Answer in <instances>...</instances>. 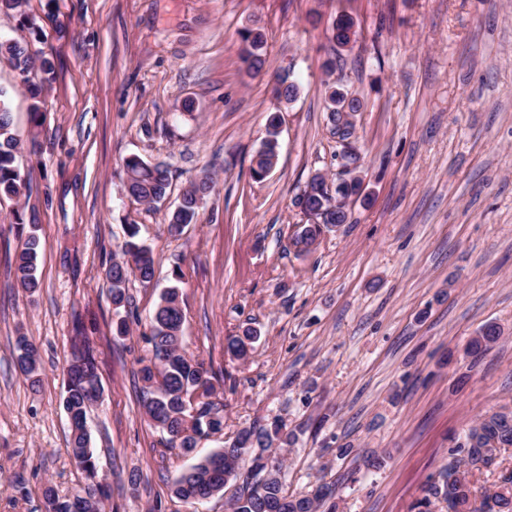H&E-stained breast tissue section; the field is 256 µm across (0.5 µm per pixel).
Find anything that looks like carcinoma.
I'll return each instance as SVG.
<instances>
[{"mask_svg": "<svg viewBox=\"0 0 512 512\" xmlns=\"http://www.w3.org/2000/svg\"><path fill=\"white\" fill-rule=\"evenodd\" d=\"M355 34L352 17L342 15L333 23L332 41L338 45H348ZM241 40L244 44L243 62L248 70L260 72L265 65L263 32L259 28H248L241 32ZM3 54L10 58L25 80H30L34 57L28 44L0 41V55ZM272 92L277 98L290 102L297 95V86L280 77ZM326 97L329 123L336 130L338 139L344 142L339 157L344 166L355 167L359 156L349 143L354 134V124L349 118L363 109V102L334 85L327 88ZM280 124L279 114H268L265 137L251 161V176L256 180L264 179L276 164ZM36 141L35 135L25 142L16 134L7 94L0 90V199L11 200L23 195L26 182L17 159ZM123 171L125 190L135 200L156 204L166 197L170 187L167 166L151 164L138 155H130L123 159ZM212 187V179L207 175L191 183L170 214V231L178 233L184 225L193 223ZM361 193L362 183L358 179L343 180L331 189L323 178L311 177L295 199V205L304 214L314 217V221L302 225L292 239L298 251H310L322 232L321 225L347 223V200ZM26 227L29 231L21 239L14 255V276L21 287L33 291L38 287L39 239L34 233L35 224H16L19 232ZM126 233L127 239L122 245L123 260L112 262L106 270L112 304L117 310L129 302L127 287L131 278L149 284L156 273V259L150 247L139 239V225H127ZM173 279L176 284L161 294L148 336L153 358L139 370L143 382L141 402L154 427L167 434V444L187 455L195 451L202 438L223 434L224 420L210 418L214 410L223 412L222 404L214 400L213 379L216 374L185 352L184 314L178 287L183 274L176 271ZM499 335L497 326H485L469 340L467 353L475 360L480 359ZM258 339L257 331L248 328L240 336L226 338L224 353L233 359L243 360ZM15 351V365L19 372L31 383H37V347L20 336L16 340ZM97 378L96 350L78 321L75 336L71 338V360L66 367L63 406L70 423L72 456L89 480L96 477V460L91 450L87 414L102 394V390L92 387V381ZM297 439L298 430L288 428L280 420L240 429L224 446L183 470L173 484V494L190 502L222 495L225 497V512H338L334 483H319L305 494L288 491L283 463L272 453V448H290ZM507 447H512V407L503 405L486 412L468 428L463 439L451 450L448 463L440 467L424 488L423 496L412 504V512H512V471L501 474L499 482L483 495L481 502H476L473 497V478L491 467L497 453ZM43 497L49 504L47 512H101L103 499L108 497V493L104 492L98 498L86 485L61 495L48 484L43 489Z\"/></svg>", "mask_w": 512, "mask_h": 512, "instance_id": "obj_1", "label": "carcinoma"}]
</instances>
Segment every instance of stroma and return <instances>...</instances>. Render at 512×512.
<instances>
[{
    "mask_svg": "<svg viewBox=\"0 0 512 512\" xmlns=\"http://www.w3.org/2000/svg\"><path fill=\"white\" fill-rule=\"evenodd\" d=\"M342 14L356 21L346 48L331 39ZM255 22L266 65L252 75L240 32ZM0 40L30 43L52 66L33 91L0 56L15 131L40 143L19 160L28 191L0 202V512H45V485L85 482L62 406L78 318L104 388L88 414L111 486L104 512H224L223 497L173 495L190 460L162 447L139 399L151 319L176 269L185 349L220 373L225 434L276 419L300 428L284 453L290 492L324 477L342 512H410L452 436L512 405V0H26L0 14ZM284 72L299 88L288 104L272 93ZM333 83L364 104L353 142L369 200L300 254L292 238L306 218L294 199L314 172L332 179L341 167L326 112ZM276 110L278 162L258 181L251 159ZM132 154L169 165L165 201L126 193ZM204 173L215 186L196 223L171 235L170 211ZM31 221L32 293L10 270L13 226ZM130 224L156 276L131 279L118 313L105 271ZM120 316L124 336L112 332ZM488 324L501 339L472 360L467 344ZM248 327L260 338L247 359L225 355V337ZM21 335L39 351L35 386L14 365ZM366 450L387 454L386 467L343 481Z\"/></svg>",
    "mask_w": 512,
    "mask_h": 512,
    "instance_id": "35a3bbf8",
    "label": "stroma"
}]
</instances>
